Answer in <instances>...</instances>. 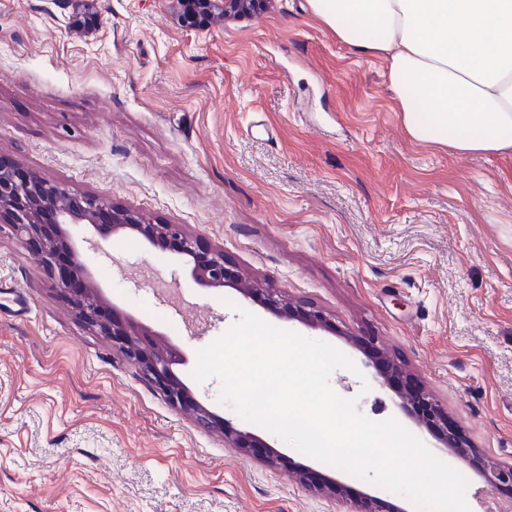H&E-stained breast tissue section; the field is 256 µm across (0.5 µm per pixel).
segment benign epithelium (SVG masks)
<instances>
[{
	"label": "benign epithelium",
	"mask_w": 512,
	"mask_h": 512,
	"mask_svg": "<svg viewBox=\"0 0 512 512\" xmlns=\"http://www.w3.org/2000/svg\"><path fill=\"white\" fill-rule=\"evenodd\" d=\"M76 7L72 24L92 33L98 27L97 16L90 12L91 0H73ZM178 23L189 30L204 33L218 21L241 20L260 15L271 0H168ZM0 220L33 248L38 261L47 270L57 290L69 302L79 318L92 330L117 346L124 359L137 367L166 400L175 407L193 411L196 423L207 430L224 435L228 448H257L258 458L273 462L268 445L253 435L235 428L198 402L190 388L180 379L175 366L182 364L183 354L170 344L153 338L155 332L133 316L112 310L104 318L107 300L94 279L88 260L72 242L68 224H89L107 238L121 232L137 234L150 246L166 250L173 245L191 263V276L207 288H220L240 281L236 270L226 265L221 251L203 252L186 235L179 224H151L128 211L113 210L100 198L82 197L45 180L38 172L28 171L19 179L14 168L0 163ZM66 248L72 254L70 271L59 272L56 253ZM240 292L262 301L273 313L291 319L299 318L310 327L328 325L326 315L314 308H296L276 294H263L259 288H242ZM402 411L411 414L412 407H429L426 423L435 428L444 446L463 459H474L490 490L512 484V465L487 466L474 454V449L448 431V413L421 390L398 392ZM301 482L325 493L335 494L336 486L308 469H301Z\"/></svg>",
	"instance_id": "benign-epithelium-1"
}]
</instances>
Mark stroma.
<instances>
[{"instance_id":"obj_1","label":"stroma","mask_w":512,"mask_h":512,"mask_svg":"<svg viewBox=\"0 0 512 512\" xmlns=\"http://www.w3.org/2000/svg\"><path fill=\"white\" fill-rule=\"evenodd\" d=\"M95 10L86 36L70 0H0V160L182 225L330 324L201 287L183 257L134 237L69 228L105 297L181 350L194 396L267 442L271 467L171 406L0 223V512H363L369 496L406 512V497L300 452L221 403L219 379L194 378L244 310L348 356L332 387L457 469L477 512L482 475L400 410L370 361L400 365L464 441L512 464V155L415 142L385 61L337 42L307 0L202 34L166 0ZM302 465L334 478L335 497L302 485Z\"/></svg>"}]
</instances>
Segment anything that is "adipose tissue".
Here are the masks:
<instances>
[{"label":"adipose tissue","instance_id":"obj_1","mask_svg":"<svg viewBox=\"0 0 512 512\" xmlns=\"http://www.w3.org/2000/svg\"><path fill=\"white\" fill-rule=\"evenodd\" d=\"M355 52L384 59L416 141L512 153V0H308Z\"/></svg>","mask_w":512,"mask_h":512}]
</instances>
